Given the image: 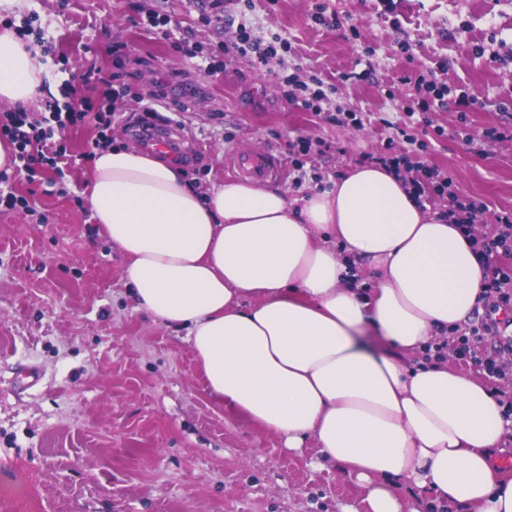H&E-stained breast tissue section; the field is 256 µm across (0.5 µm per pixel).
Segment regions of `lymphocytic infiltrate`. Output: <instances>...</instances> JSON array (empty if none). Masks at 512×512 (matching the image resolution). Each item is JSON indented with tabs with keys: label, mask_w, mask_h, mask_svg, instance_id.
Wrapping results in <instances>:
<instances>
[{
	"label": "lymphocytic infiltrate",
	"mask_w": 512,
	"mask_h": 512,
	"mask_svg": "<svg viewBox=\"0 0 512 512\" xmlns=\"http://www.w3.org/2000/svg\"><path fill=\"white\" fill-rule=\"evenodd\" d=\"M222 22L237 28L236 51L250 56L256 64H267L270 58L288 48L287 41L280 36L275 35L268 40L253 36L252 27L246 19L228 15L223 17ZM114 116V110H103L89 97L81 98L76 108L69 104L62 106L52 103L45 115H36L21 108L1 112L0 140L10 149L15 165L12 171H0V207L30 210L29 200L15 195L11 190L16 175L23 174L31 180L43 176L51 186L63 182L74 158L67 154L64 146L54 142L56 130L89 119L97 130L94 148H105L112 142L109 131ZM364 159L367 163L383 165L398 173H408L417 202L427 201L433 194L447 196L449 218L458 224L466 236L472 237L485 269L481 299L486 313L480 323L470 325L464 333L437 344L436 353L441 357L453 355L476 366L490 378L512 381V366L506 365L502 359L503 353L512 352V336L502 334L498 317L499 312L512 311V265L498 260L499 255L512 253V214L497 217L493 231L477 234L476 226L484 222L488 206L480 199L458 193L452 178L411 161L405 155L377 156L368 153ZM490 334L497 335L499 341L492 350L487 351L483 343Z\"/></svg>",
	"instance_id": "lymphocytic-infiltrate-1"
}]
</instances>
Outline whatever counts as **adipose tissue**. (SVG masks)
Here are the masks:
<instances>
[{
	"label": "adipose tissue",
	"instance_id": "adipose-tissue-1",
	"mask_svg": "<svg viewBox=\"0 0 512 512\" xmlns=\"http://www.w3.org/2000/svg\"><path fill=\"white\" fill-rule=\"evenodd\" d=\"M43 70L35 47L0 32V103L37 105ZM85 198L138 309L186 330L211 396L285 448L314 439L363 488L342 512H420L430 491L463 512H512L492 458L512 421L479 381L427 356L480 301L475 243L403 178L359 166L296 204L259 183L200 192L181 166L113 146L97 151ZM359 264L378 278L368 297ZM369 330L390 353L365 344Z\"/></svg>",
	"mask_w": 512,
	"mask_h": 512
}]
</instances>
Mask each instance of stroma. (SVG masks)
<instances>
[{
	"instance_id": "35a3bbf8",
	"label": "stroma",
	"mask_w": 512,
	"mask_h": 512,
	"mask_svg": "<svg viewBox=\"0 0 512 512\" xmlns=\"http://www.w3.org/2000/svg\"><path fill=\"white\" fill-rule=\"evenodd\" d=\"M253 0L249 20L286 38L290 51L253 67L233 49L235 30L198 20L208 0H27L54 46L44 84L89 68L101 79L77 97L118 90L123 116L137 106L126 85L148 92L187 72L205 101L184 99L185 137L203 148L185 167L199 190L231 180L228 150L287 153L298 138L316 146L301 161L289 198L332 185L361 154H409L484 201L487 224L512 213V140L486 129L512 123V0ZM165 14V30L138 23ZM189 37L228 45L223 67L197 74L179 49ZM320 77L333 106L363 113L343 127L287 101L283 78ZM475 94L456 107L409 114L416 78ZM466 127L468 139L453 136ZM415 144H408V137ZM91 162L74 167L64 191L14 181L34 210L0 209V512H340L360 488L318 463L314 441L284 447L274 433L214 402L177 331L139 311L123 279L124 257L95 224L84 197ZM39 375L25 386L26 371Z\"/></svg>"
}]
</instances>
